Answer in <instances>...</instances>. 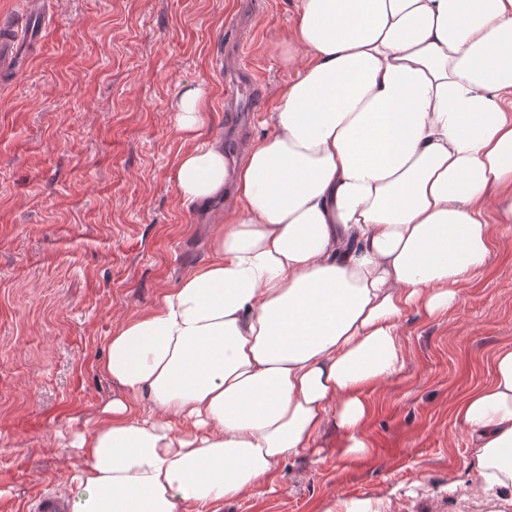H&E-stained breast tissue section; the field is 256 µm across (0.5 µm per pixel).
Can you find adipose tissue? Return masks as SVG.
Instances as JSON below:
<instances>
[{
  "label": "adipose tissue",
  "instance_id": "ef3b65f1",
  "mask_svg": "<svg viewBox=\"0 0 512 512\" xmlns=\"http://www.w3.org/2000/svg\"><path fill=\"white\" fill-rule=\"evenodd\" d=\"M288 44L272 134L176 158L184 205L228 187L238 205L210 261L113 330L116 392L67 442L74 512H223L330 418L366 454L404 318L452 309L512 223V0H297ZM207 99L180 95L177 130L204 126ZM492 370L455 406L464 493L512 505V344Z\"/></svg>",
  "mask_w": 512,
  "mask_h": 512
}]
</instances>
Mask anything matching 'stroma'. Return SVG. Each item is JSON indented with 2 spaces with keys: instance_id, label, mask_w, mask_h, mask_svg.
I'll return each instance as SVG.
<instances>
[{
  "instance_id": "obj_1",
  "label": "stroma",
  "mask_w": 512,
  "mask_h": 512,
  "mask_svg": "<svg viewBox=\"0 0 512 512\" xmlns=\"http://www.w3.org/2000/svg\"><path fill=\"white\" fill-rule=\"evenodd\" d=\"M296 0H257L235 33L237 0H50L22 68L0 76V512H26L34 493H66L61 435L91 427L111 382L101 373L113 328L145 311L210 259L216 198L188 210L177 156L219 135L226 154L270 134L290 78ZM249 67L262 86L245 124L224 109V78ZM210 96L201 135L177 131L173 104L189 85ZM401 373L372 394L369 451L346 454L334 422L281 468L276 491L224 512H326L383 500L388 512H487L461 501L474 453L456 402L491 378L512 344V224L497 227L482 273L442 317L409 316Z\"/></svg>"
}]
</instances>
